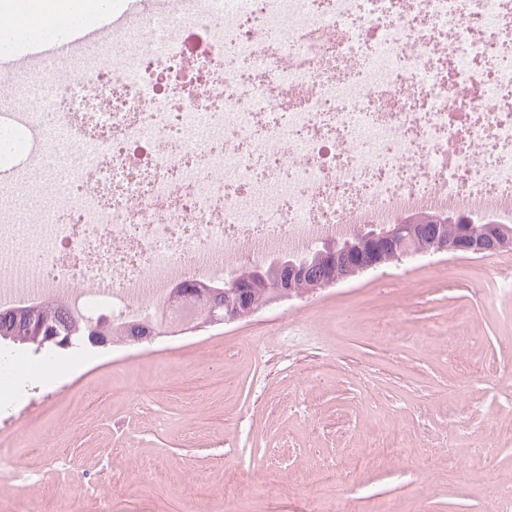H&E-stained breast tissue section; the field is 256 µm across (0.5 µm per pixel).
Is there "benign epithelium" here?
I'll list each match as a JSON object with an SVG mask.
<instances>
[{
	"mask_svg": "<svg viewBox=\"0 0 512 512\" xmlns=\"http://www.w3.org/2000/svg\"><path fill=\"white\" fill-rule=\"evenodd\" d=\"M511 249V228L474 213L398 215L388 224L363 226L353 243L323 242L318 250L322 268L316 276L297 256L274 257L283 276L268 304L294 297L298 288L306 287L308 293H316L406 258L438 254L491 256ZM248 288L249 275L241 270L224 280L228 301L224 304V316L217 323H234L260 312L249 305Z\"/></svg>",
	"mask_w": 512,
	"mask_h": 512,
	"instance_id": "benign-epithelium-1",
	"label": "benign epithelium"
}]
</instances>
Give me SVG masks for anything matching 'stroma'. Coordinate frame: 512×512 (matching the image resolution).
Returning <instances> with one entry per match:
<instances>
[{"instance_id": "stroma-1", "label": "stroma", "mask_w": 512, "mask_h": 512, "mask_svg": "<svg viewBox=\"0 0 512 512\" xmlns=\"http://www.w3.org/2000/svg\"><path fill=\"white\" fill-rule=\"evenodd\" d=\"M510 274L512 251L411 258L237 323L52 354L0 409V458L80 512H305L328 459L351 512H496L483 490L512 481V378L496 374ZM196 372L212 383L190 401Z\"/></svg>"}]
</instances>
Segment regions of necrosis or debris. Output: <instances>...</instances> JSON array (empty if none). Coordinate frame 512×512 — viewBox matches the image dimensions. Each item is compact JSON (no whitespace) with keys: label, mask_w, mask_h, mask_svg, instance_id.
<instances>
[{"label":"necrosis or debris","mask_w":512,"mask_h":512,"mask_svg":"<svg viewBox=\"0 0 512 512\" xmlns=\"http://www.w3.org/2000/svg\"><path fill=\"white\" fill-rule=\"evenodd\" d=\"M0 71V306L144 322L355 224L512 221V0H210Z\"/></svg>","instance_id":"necrosis-or-debris-1"}]
</instances>
